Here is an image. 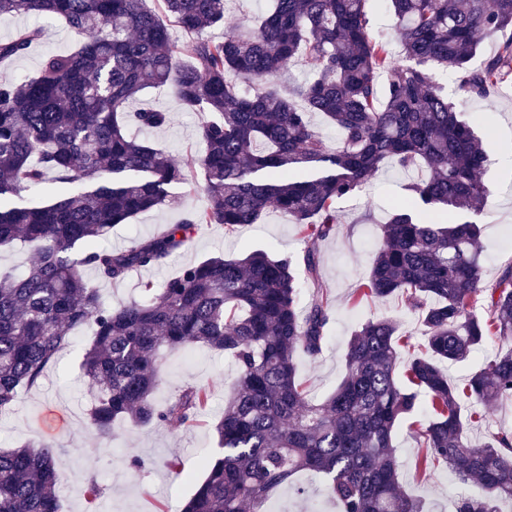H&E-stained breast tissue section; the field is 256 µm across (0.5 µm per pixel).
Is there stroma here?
Wrapping results in <instances>:
<instances>
[{"label":"stroma","mask_w":512,"mask_h":512,"mask_svg":"<svg viewBox=\"0 0 512 512\" xmlns=\"http://www.w3.org/2000/svg\"><path fill=\"white\" fill-rule=\"evenodd\" d=\"M30 26L42 27L41 40L23 58L0 66V79L33 76L43 55L69 50L78 43L77 36L61 22L36 16L1 17L0 40ZM436 80L464 116L478 113L483 117L477 132L488 154L484 173L488 197L473 219L482 226L484 276L492 282L512 263V84L494 96L465 102L452 72L438 70ZM130 108L169 114L167 125L145 131L144 137L151 144L178 160L201 153L198 129L211 120V113L181 111L167 88L148 89L131 102ZM428 175L423 167L405 171L390 163L362 192L338 202L341 222L335 233L318 247L323 285L332 301V323L322 354L313 360L300 359L298 364V375L314 400L326 399L344 378L347 344L353 332L367 320L384 317L400 322L408 337L407 345L400 349V365H407L423 349L424 328L417 312L410 310L403 299L392 296L354 305L349 297L370 269L382 226L393 206L408 200L407 184ZM201 181L200 171L190 172L187 183L174 188L173 205L116 226L109 237L112 246L123 248L134 239L152 236L166 225L178 223L186 211L204 206L203 195L193 190ZM303 248L295 224L287 215L271 209L259 223L242 226L231 235L214 224L198 227L186 248L164 266L132 271L123 281L103 282L99 288L105 298L115 301L136 298L142 281L162 282L191 261L217 255L240 257L255 249L295 257ZM91 337V328L79 329L42 383L23 392L15 410L0 417V449L33 440H46L56 447L67 475L60 489L61 512H180L182 503L204 477V461L219 451L213 424L224 414V397L237 376L234 365L223 353L204 346L171 353L161 367L154 397L163 403L185 385L205 386L210 399L196 422L120 429L112 441H102L85 427L92 397L81 379V362ZM394 445L401 464L400 481L410 495L423 502L425 512H455L460 495L479 494L476 484L459 481L447 467L435 468L426 475L419 473L415 467L419 448L410 422L399 426ZM130 453L142 457L146 469L130 468L124 461ZM173 454L183 461L182 474L169 472L163 465ZM90 480L103 489L102 497L93 504L83 495ZM295 480L305 488V497L278 490L270 499L275 512H338L336 503L325 494L322 477L300 473Z\"/></svg>","instance_id":"35a3bbf8"}]
</instances>
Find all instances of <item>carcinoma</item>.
<instances>
[{
	"label": "carcinoma",
	"instance_id": "cac0c4a2",
	"mask_svg": "<svg viewBox=\"0 0 512 512\" xmlns=\"http://www.w3.org/2000/svg\"><path fill=\"white\" fill-rule=\"evenodd\" d=\"M227 0H0V17L64 21L76 49L52 52L37 73L0 81V247L21 240L36 254L20 274H0V415L39 384L70 337L89 326L81 364L95 402L87 428L110 440L117 422L186 425L208 401L187 385L165 405L153 400L159 353L197 345L234 362L237 381L214 425L222 456L181 512H268L276 489L313 471L325 478L339 512H424L399 482L394 435L428 398L416 431L418 469L440 464L482 494L455 512H501L512 502V433L474 443L473 415L512 399V265L483 278L481 227L448 222L477 211L487 196V161L474 122L462 118L436 83L453 72L466 97L486 98L512 79V39L475 67L478 35L512 28V0H388L395 40L367 32L371 0H271L267 12L215 40ZM196 34L180 52L171 23ZM41 29L0 40V64L25 56ZM302 57L308 79L281 89L280 71ZM168 87L184 112L216 118L200 131L207 203L180 223L124 249L106 243L113 226L171 205L186 168L129 130L164 126L166 112H131L147 88ZM336 128L332 150L311 115ZM424 163L430 176L407 186L411 206L382 225L369 273L354 303L398 296L421 315L425 351L397 379L402 332L390 318L363 323L349 340L347 376L324 401L308 397L297 354L318 357L332 304L324 295L318 245L340 223L336 202L359 192L383 165ZM87 186L45 205L20 204L47 181ZM270 208L288 215L305 243L302 259L256 249L243 258L183 265L141 298L112 305L84 272L124 280L163 265L193 230L217 224L227 234L256 224ZM486 299L478 308L480 298ZM507 345L471 374L464 389L446 363L465 361L487 341ZM63 474L55 446L28 442L0 450V512H61Z\"/></svg>",
	"mask_w": 512,
	"mask_h": 512
}]
</instances>
